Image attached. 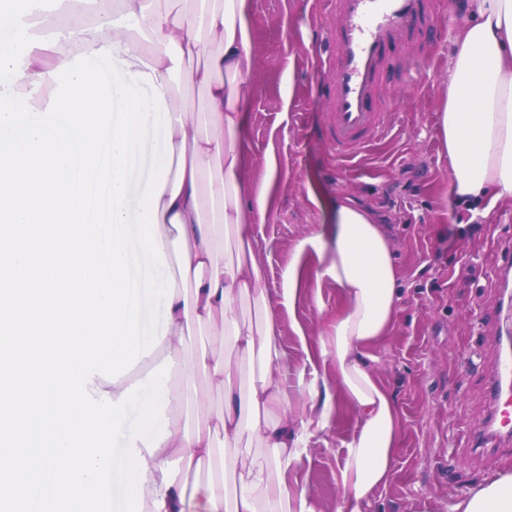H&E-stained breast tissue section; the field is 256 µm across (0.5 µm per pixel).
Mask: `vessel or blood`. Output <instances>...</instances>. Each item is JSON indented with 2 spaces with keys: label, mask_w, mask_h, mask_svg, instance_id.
<instances>
[{
  "label": "vessel or blood",
  "mask_w": 512,
  "mask_h": 512,
  "mask_svg": "<svg viewBox=\"0 0 512 512\" xmlns=\"http://www.w3.org/2000/svg\"><path fill=\"white\" fill-rule=\"evenodd\" d=\"M340 23L323 39L316 68L331 71L325 96L326 133L337 157H356L390 131L391 106L380 101L392 55H407L406 74L418 79L438 30L435 0H335ZM489 414L479 426L481 447L512 442V352L497 354L489 371Z\"/></svg>",
  "instance_id": "1"
}]
</instances>
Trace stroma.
I'll return each mask as SVG.
<instances>
[{"instance_id":"obj_1","label":"stroma","mask_w":512,"mask_h":512,"mask_svg":"<svg viewBox=\"0 0 512 512\" xmlns=\"http://www.w3.org/2000/svg\"><path fill=\"white\" fill-rule=\"evenodd\" d=\"M464 21L447 8L425 92L398 80L385 85L395 111L392 133L344 162L326 136L328 77L311 61L318 25L336 22L331 0H320L314 11L308 0H253L259 66L244 86L243 107L256 174H263L266 156L277 165L274 205L255 227L266 288L280 296L295 244L322 221L309 190L328 201L353 197L387 224L393 242L398 322L374 349L371 368L394 394L405 431L396 473L371 512H453L469 491L512 476V457L475 450L471 441L472 427L489 412L481 374L499 342L482 334L476 319L499 302L498 270L512 248V205L498 204L486 219L482 204L448 197V161L436 128L448 88V40ZM313 265V256L303 257L306 276L296 303L280 312L293 384L306 358L303 337L318 336L339 305L335 288L316 282ZM354 422V413L341 407L331 434L313 442L307 459L288 474L307 484L314 512H336L342 446Z\"/></svg>"}]
</instances>
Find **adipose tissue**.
Returning <instances> with one entry per match:
<instances>
[{"mask_svg":"<svg viewBox=\"0 0 512 512\" xmlns=\"http://www.w3.org/2000/svg\"><path fill=\"white\" fill-rule=\"evenodd\" d=\"M99 0H57L49 22L32 34H59L54 58L36 48L24 57L14 89L45 110L57 84L50 73L79 54L108 48L120 72L152 76L169 111L173 146L157 199L155 237L175 281L168 329L157 352L140 359L155 369L171 357L177 376L167 394L168 438L153 453L136 443L147 463L142 512H313L306 487L288 479L312 440L328 435L339 404L355 414L340 465L337 512H366L387 487L403 435L394 395L369 367L372 351L391 335L399 314V273L383 224L351 197L321 206L324 224L295 250L314 249L316 281L332 284L342 306L306 350L311 376L331 372L335 392L309 389L294 410L288 354L280 342V302H294L298 263L283 274L281 300L264 286L255 254L254 227L271 207L272 173L252 176L245 137L244 80L255 69L253 0H117L113 14ZM466 23L448 46V90L437 114L448 158L450 194L487 200L483 217L512 202V0H464ZM199 90L205 110L191 111L176 86ZM330 246H323V237ZM254 302L257 321L242 318ZM228 336L229 355L186 350L197 329ZM251 377H244V368ZM224 398L214 407L198 378ZM258 441L271 459L247 465L244 439ZM455 512H512V477L467 493Z\"/></svg>","mask_w":512,"mask_h":512,"instance_id":"obj_1","label":"adipose tissue"}]
</instances>
